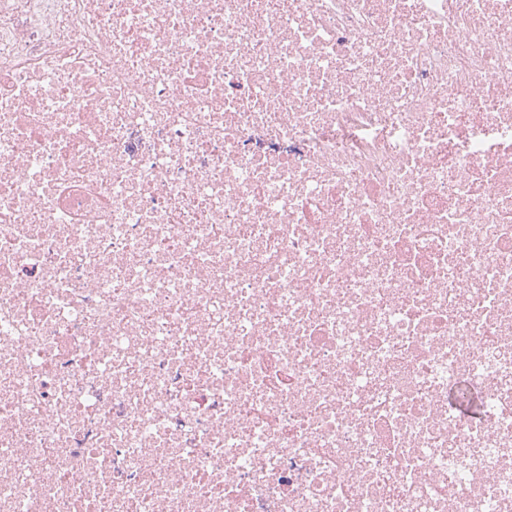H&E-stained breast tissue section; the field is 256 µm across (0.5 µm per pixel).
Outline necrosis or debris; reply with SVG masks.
Wrapping results in <instances>:
<instances>
[{
	"instance_id": "4bbe7bcc",
	"label": "necrosis or debris",
	"mask_w": 512,
	"mask_h": 512,
	"mask_svg": "<svg viewBox=\"0 0 512 512\" xmlns=\"http://www.w3.org/2000/svg\"><path fill=\"white\" fill-rule=\"evenodd\" d=\"M0 512H512V0H0Z\"/></svg>"
}]
</instances>
